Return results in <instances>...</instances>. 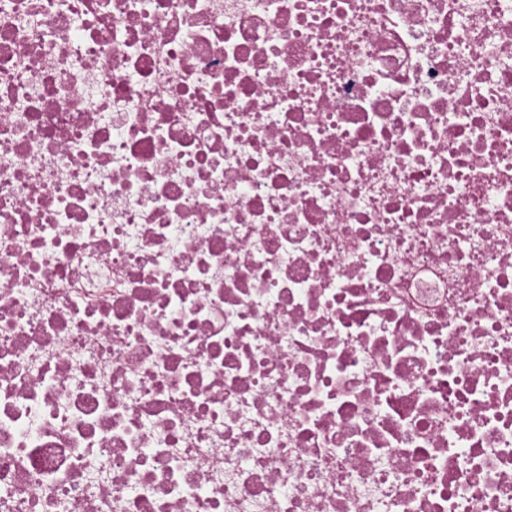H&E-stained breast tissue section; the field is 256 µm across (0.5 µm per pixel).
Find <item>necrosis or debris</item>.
<instances>
[{"label": "necrosis or debris", "mask_w": 512, "mask_h": 512, "mask_svg": "<svg viewBox=\"0 0 512 512\" xmlns=\"http://www.w3.org/2000/svg\"><path fill=\"white\" fill-rule=\"evenodd\" d=\"M0 512H512V0H0Z\"/></svg>", "instance_id": "obj_1"}]
</instances>
